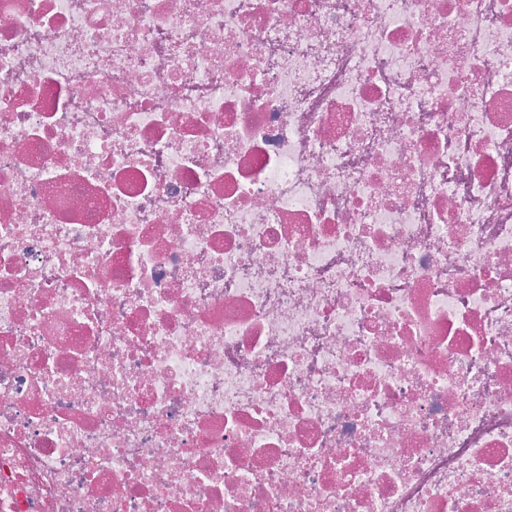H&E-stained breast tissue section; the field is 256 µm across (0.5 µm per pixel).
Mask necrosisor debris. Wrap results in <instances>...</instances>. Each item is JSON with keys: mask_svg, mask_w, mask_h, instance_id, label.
<instances>
[{"mask_svg": "<svg viewBox=\"0 0 512 512\" xmlns=\"http://www.w3.org/2000/svg\"><path fill=\"white\" fill-rule=\"evenodd\" d=\"M0 512H512V0H0Z\"/></svg>", "mask_w": 512, "mask_h": 512, "instance_id": "obj_1", "label": "necrosis or debris"}]
</instances>
